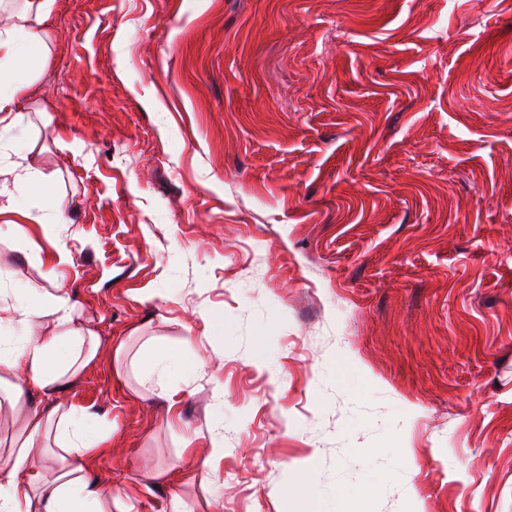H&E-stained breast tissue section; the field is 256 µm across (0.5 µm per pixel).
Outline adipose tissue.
Instances as JSON below:
<instances>
[{"label": "adipose tissue", "mask_w": 512, "mask_h": 512, "mask_svg": "<svg viewBox=\"0 0 512 512\" xmlns=\"http://www.w3.org/2000/svg\"><path fill=\"white\" fill-rule=\"evenodd\" d=\"M52 5L53 0H0V135L16 125L26 91L39 76L29 58L48 50L44 24ZM31 294L40 307L0 316L1 324L18 330L0 336V411L22 407L30 390L47 404L27 410L17 444L0 460V512H109L87 464L111 434L87 427V408L56 400L66 382L96 358L99 339L81 325L69 295L40 288ZM45 314L54 315L56 329L31 335V324ZM45 456L58 460V467L41 465Z\"/></svg>", "instance_id": "obj_1"}]
</instances>
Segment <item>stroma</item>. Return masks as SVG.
I'll use <instances>...</instances> for the list:
<instances>
[{"label":"stroma","mask_w":512,"mask_h":512,"mask_svg":"<svg viewBox=\"0 0 512 512\" xmlns=\"http://www.w3.org/2000/svg\"><path fill=\"white\" fill-rule=\"evenodd\" d=\"M45 26L0 168L67 221L18 186L0 306L63 287L98 336L60 398L113 429L104 491L512 512V0H55ZM153 343L191 367L143 381Z\"/></svg>","instance_id":"stroma-1"}]
</instances>
